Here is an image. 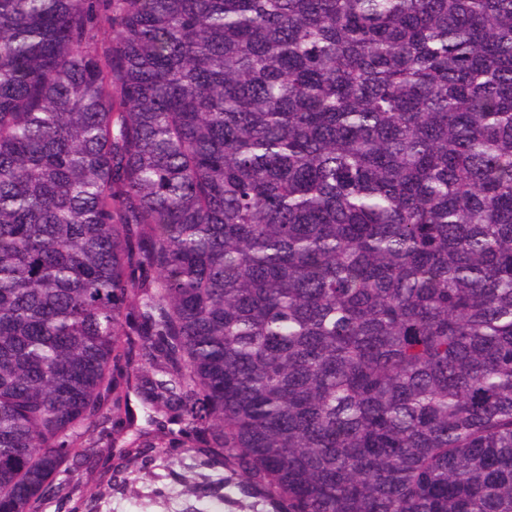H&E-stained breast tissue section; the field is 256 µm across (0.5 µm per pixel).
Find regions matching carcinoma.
<instances>
[{
    "instance_id": "carcinoma-1",
    "label": "carcinoma",
    "mask_w": 512,
    "mask_h": 512,
    "mask_svg": "<svg viewBox=\"0 0 512 512\" xmlns=\"http://www.w3.org/2000/svg\"><path fill=\"white\" fill-rule=\"evenodd\" d=\"M111 448L260 512H512V0H0V512ZM129 404L134 414V421L127 425L118 437L115 448H130L131 441L141 442L152 438L156 432V425L153 422L155 414L134 391L130 392Z\"/></svg>"
}]
</instances>
